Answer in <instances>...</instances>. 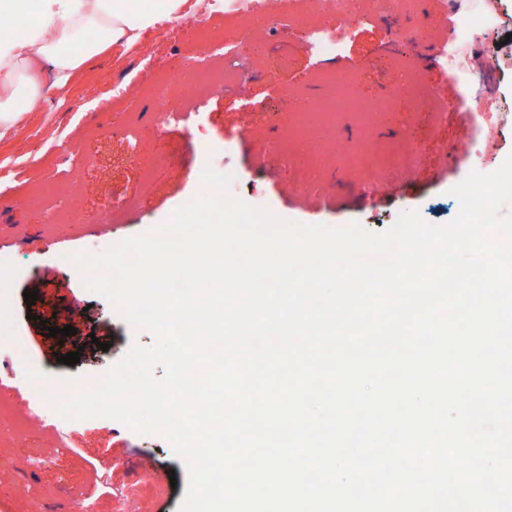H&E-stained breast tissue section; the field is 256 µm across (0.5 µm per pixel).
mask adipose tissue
I'll use <instances>...</instances> for the list:
<instances>
[{"mask_svg":"<svg viewBox=\"0 0 512 512\" xmlns=\"http://www.w3.org/2000/svg\"><path fill=\"white\" fill-rule=\"evenodd\" d=\"M186 0H0V18L27 15L24 38L0 40V136L20 110L32 109L45 94L41 73L65 84L107 45L133 44L144 31L164 21L181 19ZM81 43L80 55L68 51Z\"/></svg>","mask_w":512,"mask_h":512,"instance_id":"ef3b65f1","label":"adipose tissue"}]
</instances>
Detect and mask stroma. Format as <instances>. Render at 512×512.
Returning <instances> with one entry per match:
<instances>
[{"mask_svg": "<svg viewBox=\"0 0 512 512\" xmlns=\"http://www.w3.org/2000/svg\"><path fill=\"white\" fill-rule=\"evenodd\" d=\"M274 22L255 40L237 48L232 70L242 84L210 87L183 122L160 126L159 108L143 82V69L156 73L192 70L209 55L223 18L213 29L185 19L170 41L148 29L139 43L105 50L72 81L51 91L42 105L22 115L0 137V258L8 259V282L0 290L6 321L24 345L15 356L0 337V408L10 417L0 428V512H57L70 494H80L93 512H178L189 475L166 437L140 434L108 419L61 420L50 428L31 415L27 384L50 375L62 393L95 387L131 345L148 348L155 335L128 325L116 305L88 289L72 254H98L126 238L168 226L174 211L199 195L200 171L234 170L240 180L233 197L276 212L302 225L359 224L377 233L399 215L418 212L430 224L445 225L458 214L453 188L471 171L489 174L512 156V126L492 135L481 160L466 154L476 132L452 107L460 88L447 68L427 62L424 45L449 28L443 0H425L410 35L394 38L376 8L368 22L337 26L339 55H317L301 36L308 0H268ZM497 25L463 49L460 62L490 61L497 94L512 106V0H497ZM405 59L441 96L440 112H418L401 98L388 124L377 127L374 144L406 142L412 166L383 175L354 169L352 157L337 158V146L364 136L354 115H340L326 140L325 158L308 195L279 155L264 154L267 143L283 141L293 114L332 91L327 72L351 76L362 100L375 99L393 83V61ZM116 93L109 106L88 96L91 85ZM142 141L133 152L132 135ZM152 182H144L145 172ZM73 194V210L60 206ZM37 294L26 305L25 292ZM75 327L58 339L47 327ZM81 351L79 363L57 357Z\"/></svg>", "mask_w": 512, "mask_h": 512, "instance_id": "35a3bbf8", "label": "stroma"}]
</instances>
